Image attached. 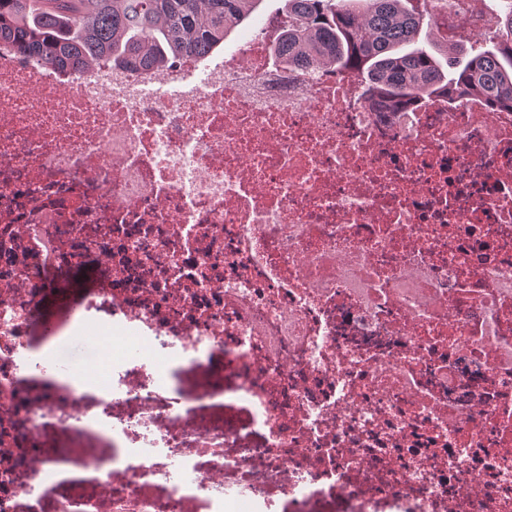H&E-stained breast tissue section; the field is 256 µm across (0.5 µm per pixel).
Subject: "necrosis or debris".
Wrapping results in <instances>:
<instances>
[{
	"label": "necrosis or debris",
	"instance_id": "1",
	"mask_svg": "<svg viewBox=\"0 0 512 512\" xmlns=\"http://www.w3.org/2000/svg\"><path fill=\"white\" fill-rule=\"evenodd\" d=\"M426 2L452 43L503 13ZM282 27L133 72L0 43V512H512V106L368 99ZM94 279V273L90 268H78L70 272L62 288H70L76 301H79L84 288H90Z\"/></svg>",
	"mask_w": 512,
	"mask_h": 512
}]
</instances>
